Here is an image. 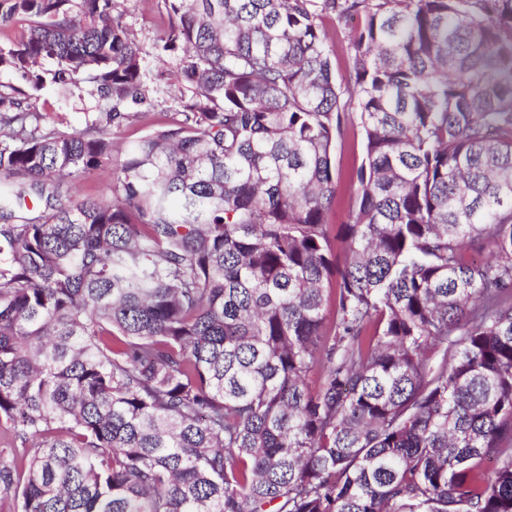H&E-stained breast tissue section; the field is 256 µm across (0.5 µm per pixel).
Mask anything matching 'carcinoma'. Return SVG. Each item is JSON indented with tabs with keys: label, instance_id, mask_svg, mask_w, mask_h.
Here are the masks:
<instances>
[{
	"label": "carcinoma",
	"instance_id": "1",
	"mask_svg": "<svg viewBox=\"0 0 512 512\" xmlns=\"http://www.w3.org/2000/svg\"><path fill=\"white\" fill-rule=\"evenodd\" d=\"M118 2L0 0V421L34 447L0 495L512 512V0H163L151 52ZM152 58L181 119L124 150ZM47 83L91 87L84 130L39 125ZM323 25L328 33L330 49L336 55V77L346 84L352 54L349 27L331 20H325ZM345 84L343 85L345 86ZM335 160L336 171L341 174L345 190L350 170L361 160L360 135L356 130H350L344 140L336 144ZM111 180L112 170L103 168L75 179L72 183V193L81 197H100Z\"/></svg>",
	"mask_w": 512,
	"mask_h": 512
}]
</instances>
